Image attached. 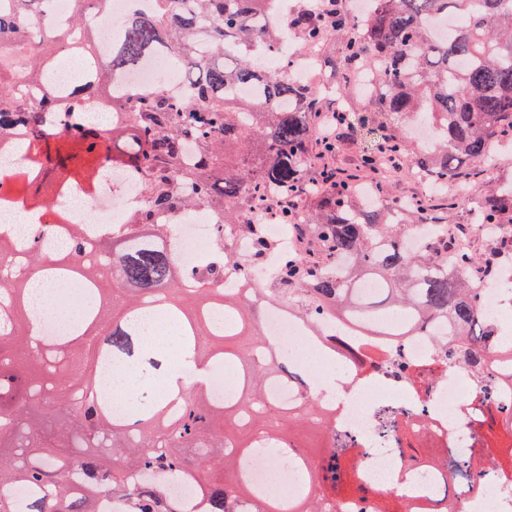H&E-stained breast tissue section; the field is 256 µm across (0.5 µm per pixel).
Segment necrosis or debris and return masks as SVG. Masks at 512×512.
Instances as JSON below:
<instances>
[{"mask_svg":"<svg viewBox=\"0 0 512 512\" xmlns=\"http://www.w3.org/2000/svg\"><path fill=\"white\" fill-rule=\"evenodd\" d=\"M165 81L169 93H180L185 83L170 60L146 58L122 77L125 90ZM26 165L17 140L0 143V222L7 224L16 247L27 248L31 227L41 217L27 191L16 189L15 176ZM54 208L62 224H83L85 237L96 241L97 224L120 223L124 213L140 203L138 183L116 166H106L96 183L74 184L57 176ZM260 221L277 243L262 258V268L251 273L230 268L224 282L239 292L256 289L255 299L265 312L262 332L273 355L288 359L295 370L321 371L325 383H313L307 401L317 411L335 416L338 435L361 450L362 492L329 498L330 512H376L380 499L392 501L401 512H445L456 502L463 512H512V482L497 471L469 474L462 462L489 447L494 436L512 431V380L497 351H487L478 366L461 367L445 357L437 340L443 329L426 328L405 336H382L331 317L315 327L298 320L260 288L276 271L283 253L296 240L287 225L269 213ZM213 212L201 207L174 231L175 255L186 266L215 242ZM432 446L440 464L418 466L411 451ZM249 482L264 489L278 478L288 498L305 492V469L299 457L274 468L267 449H253L245 461Z\"/></svg>","mask_w":512,"mask_h":512,"instance_id":"necrosis-or-debris-1","label":"necrosis or debris"}]
</instances>
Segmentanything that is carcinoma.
Instances as JSON below:
<instances>
[{
  "label": "carcinoma",
  "mask_w": 512,
  "mask_h": 512,
  "mask_svg": "<svg viewBox=\"0 0 512 512\" xmlns=\"http://www.w3.org/2000/svg\"><path fill=\"white\" fill-rule=\"evenodd\" d=\"M47 2L0 0V142L23 129L32 147L26 181L62 169L75 182H92L112 161L137 176L145 200L91 248L82 224L68 225L71 247L52 257L34 245L21 254L0 234V448L10 449L9 457L0 455V512H14L3 495L14 487L35 491L26 512H99L104 495L122 502V512H179L167 487L183 481L195 484L203 512H241L246 498L252 512H323V498L308 493L294 501L259 495L239 470L250 449L263 442L299 448L308 430L320 437L318 457L303 456L308 485L322 481L332 496L357 483V449L336 455L328 413L266 396L290 373L265 353L262 310L216 287L239 263L226 232L253 243L248 264L273 248L254 203L273 205L299 237L310 225L318 230L309 254L282 256L267 289L301 318L358 324L383 312L407 319L391 336L446 323L449 342L464 350L459 363H472L497 341L512 363V340L484 317L477 293L512 259V178L474 214V224L499 232L501 245L480 259L435 241L409 250L401 235L407 215L417 214L419 224L432 218L407 201L393 221L390 208L355 202L349 182L318 181L309 192L316 210H295L284 200L305 182L321 92L270 73L256 55L290 30L301 44L342 37L341 87L364 71L384 111L433 126L435 138L410 158L396 140L382 148L437 193L470 166L496 165L500 147L512 145V0H480L475 11L469 0H372L359 20L301 4L281 23L263 10L265 0H153L147 13L130 9L105 47L91 21L106 12L107 0H73L69 31L51 28ZM448 21L450 35L436 36L433 23ZM51 53H76L84 62V83L64 100L55 91L28 92L49 70ZM159 55L185 71L183 95L156 87L116 101L112 110L129 115L120 125L87 115V100L107 93L112 73ZM243 84L253 88L248 98L235 96ZM57 111L64 119L53 129L44 117ZM199 206L218 211L224 223L216 227L213 255L187 267L169 246L172 225L158 215L181 219ZM358 278L382 284L384 298L360 300ZM33 282L53 284L57 310L80 305L69 335L38 334L26 294ZM73 282L81 293L70 291ZM219 312L233 316L222 330L212 321ZM143 313L179 327L177 353L137 343L147 329ZM173 355L205 372L235 365L237 399L215 405L209 386L183 384L143 403L128 401L129 412L119 413L99 397L104 357L119 368L135 365L152 387L159 361ZM173 401L180 411L170 410ZM487 464L512 470V448L476 458L472 468Z\"/></svg>",
  "instance_id": "carcinoma-1"
}]
</instances>
